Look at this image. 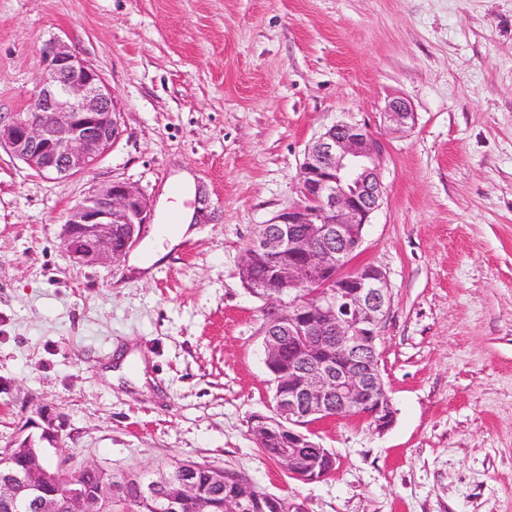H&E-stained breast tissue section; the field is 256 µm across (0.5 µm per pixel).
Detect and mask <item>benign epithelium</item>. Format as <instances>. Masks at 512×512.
Masks as SVG:
<instances>
[{
	"label": "benign epithelium",
	"instance_id": "1",
	"mask_svg": "<svg viewBox=\"0 0 512 512\" xmlns=\"http://www.w3.org/2000/svg\"><path fill=\"white\" fill-rule=\"evenodd\" d=\"M389 121L401 128L414 123L410 105L393 100ZM121 113L102 74L53 40L43 51V75L30 111L6 121L0 116V147L8 148L38 174L70 176L89 171L121 133ZM381 146L369 128L339 122L308 146L300 167V201L261 225L250 243L264 260L277 262L288 288L266 295L281 302L279 326L264 337L265 365L275 376L281 367L282 338L295 342L288 367V391L273 415H256L251 431L261 439L283 431L281 464L293 478L317 480L313 466L298 463V449L310 445L300 430L302 418L355 417L384 431L395 410L385 388L376 352L379 328L390 306L386 275L375 265L351 261L371 215L380 207ZM151 221L138 191L112 183L92 191L69 212L62 242L81 263L121 260ZM322 356L308 360L311 349ZM194 466L158 479L127 476L137 496L154 512H210L191 477ZM112 478L98 472V485L78 483L58 491V473L45 469L28 438L0 450V512H105L103 489Z\"/></svg>",
	"mask_w": 512,
	"mask_h": 512
}]
</instances>
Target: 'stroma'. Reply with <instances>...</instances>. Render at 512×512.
Segmentation results:
<instances>
[{
  "instance_id": "obj_1",
  "label": "stroma",
  "mask_w": 512,
  "mask_h": 512,
  "mask_svg": "<svg viewBox=\"0 0 512 512\" xmlns=\"http://www.w3.org/2000/svg\"><path fill=\"white\" fill-rule=\"evenodd\" d=\"M53 38L111 86L122 134L67 177L0 148V448L49 412L54 459L118 478L206 462L303 512H512V0H0V116L30 110ZM395 98L412 127L387 120ZM340 121L382 145L357 259L389 284L377 353L396 416L312 425L335 465L303 482L251 431L273 406L268 305L239 262ZM182 171L197 234L149 276L70 257V209L112 182L152 207L133 247L149 255ZM130 350L145 386L107 375Z\"/></svg>"
}]
</instances>
